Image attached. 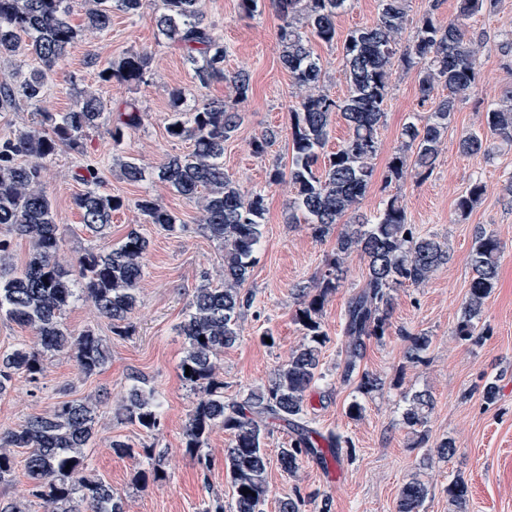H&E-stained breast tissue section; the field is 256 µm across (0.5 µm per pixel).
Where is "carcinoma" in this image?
<instances>
[{
	"instance_id": "1",
	"label": "carcinoma",
	"mask_w": 512,
	"mask_h": 512,
	"mask_svg": "<svg viewBox=\"0 0 512 512\" xmlns=\"http://www.w3.org/2000/svg\"><path fill=\"white\" fill-rule=\"evenodd\" d=\"M271 2L282 20L277 32L280 61L291 76L296 105L288 171L277 167L270 180L287 181L295 189L288 201L287 223L304 222L318 238L338 224L342 229L329 268L315 286L299 290L295 322L305 331L304 341L276 370L268 386L249 391L238 403L224 402V382L218 380L217 372L224 349L239 339L241 311L250 303L242 287L250 276L265 213L264 195L243 192L224 172V143L239 127L241 116L217 99H204L188 108L181 89H170V111L164 116L167 134L172 139L192 140L193 149L188 154L171 155L155 168L160 182L197 204L209 236L224 245L222 283L196 289L179 330L187 343L180 370L190 368V375L181 378L201 393L189 413L185 448L207 470L209 459L203 450L210 433L216 428L229 432L224 469L233 490L230 512H263L270 494L264 438L271 428L284 425L291 429L288 447L278 455L280 468L290 475L297 473L304 458L323 455L321 440L336 462L340 461L337 449L351 447L341 434L322 437L302 417L306 392L320 375L325 338L320 314L328 296L340 286L346 259L359 253L366 273L362 288L347 305L344 335L348 341L341 377L346 382L360 374L357 392L363 396L379 385L376 376L360 372V363L366 340L380 339L390 328V292L404 285L424 284L448 263V244L434 235L417 234L398 198H390L376 217L360 212V204L372 183V161L379 148L378 130L394 60L415 71L421 101L433 96L438 86L448 90L435 101L425 123L411 122L403 128L401 145L388 165L396 180L411 176L422 181L435 168L449 118L476 87L480 45L467 37L466 21L494 8L496 0H457V14L446 25L436 19L438 0H433L402 52L400 42L410 23L408 0H379L376 21L349 32L343 40L348 91L340 100L324 93L323 70L311 39L336 43V16L347 0ZM81 5L85 27L102 32L112 24L113 11L136 15L143 0H81ZM162 5L156 27L182 50L198 85L206 88L222 80L234 98L247 97L250 76L224 70V45L202 9V0H162ZM79 36L80 28L71 20L70 0H0V58L27 52L40 63L28 73L0 78V112H10L22 102L41 103L49 81L66 69L69 49ZM151 62L150 51L136 50L98 74L106 83L138 85L146 81ZM107 112L99 96L84 91L67 111L41 110L36 125L0 139V254L9 250L14 237H23L31 245L20 272L0 275V316L33 328L38 345L36 350L23 345L0 351L1 397L13 389L20 375L30 383L39 382L48 353L72 358L85 375L106 363V338L90 329L75 335L65 327L63 316L73 302L89 301L118 336L126 333L123 324L136 307L148 238L133 229L116 246L88 249L66 260L61 255L60 225L42 186L49 162L64 148L80 149L88 131L107 120ZM145 116L137 105L126 104L112 122L113 142L120 141L126 129L140 126ZM336 117L344 120L348 133L336 151L326 154ZM490 136L512 145V90L485 113L484 132L463 135L457 149L466 156L489 157ZM23 157L27 162H20ZM120 169L130 182L145 177V168L133 159L120 162ZM482 196V183L473 181L457 199V214L469 215ZM72 205L82 224L103 235L112 224V212L121 208L123 201L90 186L73 196ZM136 208L144 223L177 231V217L156 199L144 196L137 200ZM501 251L496 234L476 232L470 252L472 279L455 327V335L462 341L477 343L484 336L481 314L497 281ZM408 340L409 358L422 361L431 338L410 333ZM107 398L103 392L95 398L63 401L52 411L31 415L19 428L1 434L0 484L13 481L12 449L23 448L29 492L42 501L44 512H125L122 499L110 485L82 476L84 450L95 433L98 405ZM404 402V424L421 446L425 443L421 428L433 409V399L425 391H416L404 396ZM159 408L150 389L134 385L124 397L126 420L146 432L159 428ZM455 453V442L446 439L427 450L426 459H448ZM245 487L250 489L246 495ZM428 494L424 482L411 480L399 492L397 512H421ZM467 496L468 485L462 478L448 483L452 505L462 506Z\"/></svg>"
}]
</instances>
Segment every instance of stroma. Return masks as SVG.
Masks as SVG:
<instances>
[{"label":"stroma","instance_id":"obj_1","mask_svg":"<svg viewBox=\"0 0 512 512\" xmlns=\"http://www.w3.org/2000/svg\"><path fill=\"white\" fill-rule=\"evenodd\" d=\"M205 10L227 50L229 71L251 75L246 99H230L222 82L198 89L183 53L159 35L155 18L162 0H144L138 15L116 11L112 25L96 37H79L70 50L66 71L54 76L44 99L51 112L67 111L80 91L96 92L109 111L135 101L145 112L142 125L125 131L121 144H113L109 126L90 131L80 150L65 149L49 163L43 188L54 204L55 220L62 231L63 250L74 256L90 247H108L132 229L150 239L138 304L128 320V333L111 334L108 321L98 318L89 303L74 302L64 316L73 333L93 329L109 339L108 360L96 373H79L73 360L62 356L44 359L40 386L17 380L13 390L0 397V432L18 428L33 414L51 410L58 402L107 392L98 409L95 437L86 450L84 474L109 484L121 496L126 512H202L205 502L220 497L231 501L232 489L224 470V450L230 436L215 429L206 452L209 471H202L184 448L189 412L198 395L186 387L180 371L186 340L179 331L192 296L203 282L219 284L224 271V247L209 238L193 202L153 179L127 182L119 163L136 158L154 169L167 156L191 151L188 140H171L164 128L169 110L168 88L184 90L187 102L200 99L229 100L242 123L224 144V170L242 190L265 196L263 234L256 263L245 283L252 296L239 319L240 336L225 349L219 378L224 399L241 400L249 390L269 384L275 371L303 341L295 322L298 288L316 283L333 255L336 237H315L307 224L285 221L289 199L285 186L270 183L274 168H287L291 158V78L279 59L277 31L280 18L269 0H263L253 16L239 13L237 0H204ZM467 34L478 41V81L474 93L460 103L448 122L445 145L432 175L423 182H386L388 163L400 144L403 127L424 122L433 101H421L414 73L394 69L385 115L379 130V150L373 161V183L362 200L363 212L373 214L384 200L398 197L407 221L423 234L445 240L450 260L433 278L420 286H404L392 293L391 326L383 339L369 340L361 362L363 369L379 376L380 390L365 396L361 417L346 410L356 393L355 382L340 377L344 359L345 309L350 297L365 280V263L351 255L347 273L336 293L329 296L321 316L326 341L321 348L322 376L307 393L305 419L326 435L349 438L353 448L343 451L340 473L328 478L316 461L303 459L298 472L288 475L278 464L289 432L271 430L265 439L269 458L267 481L271 493L264 512H278L280 497L297 492L306 501L305 512H318L316 497L329 498L331 512H396L398 494L412 478L429 487L424 512H512V146L496 144L491 159L461 155L456 144L476 129L484 113L496 107L512 88V0H498L496 7L472 16ZM321 59L324 89L333 98L347 92L341 44H312ZM148 49L153 59L147 83L131 86L100 84L97 68L109 67L126 53ZM95 54L97 68L85 66L87 54ZM277 133L264 154H254L253 137L265 130ZM94 159L103 192L121 197L125 205L113 212L106 236H98L82 224L71 206L81 192L85 158ZM481 181L485 193L467 217L459 219L456 202L473 181ZM152 196L181 224L172 234L143 223L133 203ZM494 232L502 243L499 278L483 307L481 341L470 343L454 333L467 297L472 270L469 250L477 227ZM422 331L432 345L422 362L408 359L407 333ZM274 343H266V333ZM495 380L498 393L486 400L483 386ZM154 390L161 403V425L148 433L121 414L123 398L132 385ZM431 394L434 408L425 426L426 446L436 447L453 439L457 451L448 459H434L422 467L425 448L413 445V435L403 422L407 392ZM134 446L131 455L116 454L113 442ZM151 449L163 462V479L142 478L147 461L141 448ZM462 477L469 486L464 510L448 501V484Z\"/></svg>","mask_w":512,"mask_h":512}]
</instances>
